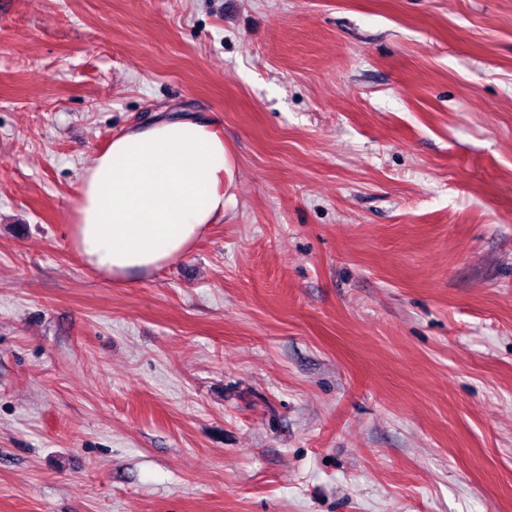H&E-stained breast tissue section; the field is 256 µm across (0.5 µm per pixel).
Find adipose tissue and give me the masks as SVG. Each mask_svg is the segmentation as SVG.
<instances>
[{"instance_id":"ef3b65f1","label":"adipose tissue","mask_w":512,"mask_h":512,"mask_svg":"<svg viewBox=\"0 0 512 512\" xmlns=\"http://www.w3.org/2000/svg\"><path fill=\"white\" fill-rule=\"evenodd\" d=\"M226 170L212 121L165 116L125 130L80 177L74 250L116 279L182 258L223 218Z\"/></svg>"}]
</instances>
